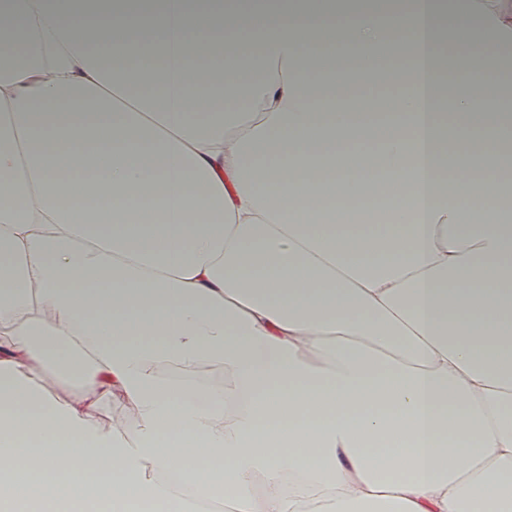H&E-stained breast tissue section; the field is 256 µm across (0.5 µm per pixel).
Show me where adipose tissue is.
Masks as SVG:
<instances>
[{
  "label": "adipose tissue",
  "instance_id": "1",
  "mask_svg": "<svg viewBox=\"0 0 512 512\" xmlns=\"http://www.w3.org/2000/svg\"><path fill=\"white\" fill-rule=\"evenodd\" d=\"M0 12V512H512V60L470 16ZM395 32L358 94L336 45ZM357 215L362 222H367L373 215H378L385 222L391 219L387 201L382 198L378 188L370 190L360 201Z\"/></svg>",
  "mask_w": 512,
  "mask_h": 512
}]
</instances>
